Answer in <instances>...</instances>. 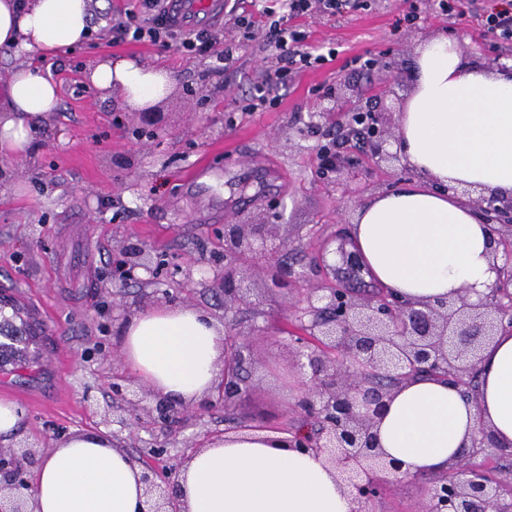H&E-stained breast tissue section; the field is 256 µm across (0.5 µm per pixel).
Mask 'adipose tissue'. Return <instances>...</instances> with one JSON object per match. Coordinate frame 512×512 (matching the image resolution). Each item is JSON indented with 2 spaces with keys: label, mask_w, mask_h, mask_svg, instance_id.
<instances>
[{
  "label": "adipose tissue",
  "mask_w": 512,
  "mask_h": 512,
  "mask_svg": "<svg viewBox=\"0 0 512 512\" xmlns=\"http://www.w3.org/2000/svg\"><path fill=\"white\" fill-rule=\"evenodd\" d=\"M92 0H0V48L24 55L0 85V158L26 153L37 121L59 107L55 82L33 66L83 42ZM87 78L103 93L123 87L137 106L156 98L160 73L103 58ZM416 173L358 209L353 229L364 270L413 302L495 283L493 236L462 192L512 195V72L464 59L444 37L427 39L391 145ZM126 364L156 394L186 406L218 383L224 331L204 310L160 306L127 320ZM475 398L436 377L403 381L377 427L380 445L411 474L441 473L469 448L479 425L512 443V334L482 353ZM188 512H351L350 496L321 460L289 448L286 434L247 429L200 449L180 479ZM34 512H144L141 471L104 433H78L45 455Z\"/></svg>",
  "instance_id": "1"
}]
</instances>
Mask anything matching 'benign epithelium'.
Masks as SVG:
<instances>
[{
    "label": "benign epithelium",
    "instance_id": "benign-epithelium-1",
    "mask_svg": "<svg viewBox=\"0 0 512 512\" xmlns=\"http://www.w3.org/2000/svg\"><path fill=\"white\" fill-rule=\"evenodd\" d=\"M368 122L367 148L376 162L397 157L387 150L390 135L372 112H363ZM322 165L328 173H339L349 158L322 150ZM483 219L493 227L494 250H507L512 257V197L482 195L473 201ZM272 224H226L223 247L211 261L216 268L213 283L224 293L228 310L244 298L237 279L239 266L272 263L280 249ZM158 263L147 251L130 248L118 254L112 266L115 284L141 280L140 272L157 274ZM496 283L484 298L469 299L463 289L454 299L437 305L408 303L387 290L362 297L327 281L308 289L305 313L311 323L303 325L307 336H291V343L307 350L309 379L297 406L318 424L314 432L301 427L292 432L290 447L323 460L349 488L352 512H367L365 505L375 498L381 482L389 476L401 478V464L389 458L377 443L374 428L386 411L387 400L401 380L417 374H431L448 380L465 398L475 394L471 374L478 371L483 348L500 332L512 333V266H497ZM298 278L286 265L271 268V281L285 288ZM245 361L242 348L224 354L218 400L230 406L246 393L242 382ZM189 408L150 393L149 401L129 402L128 409L104 412V424L122 428L141 420L167 437ZM467 457L481 448H495L512 458V444L498 441L481 427ZM40 455L24 444L18 451L0 455V512H31V489L27 473L36 468ZM180 466L170 477L157 481L155 470L145 467L149 508L145 512H182L179 502ZM422 512H512V482L505 485L482 469H462L458 460L451 471L435 478Z\"/></svg>",
    "mask_w": 512,
    "mask_h": 512
}]
</instances>
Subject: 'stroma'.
I'll list each match as a JSON object with an SVG mask.
<instances>
[{
    "label": "stroma",
    "instance_id": "35a3bbf8",
    "mask_svg": "<svg viewBox=\"0 0 512 512\" xmlns=\"http://www.w3.org/2000/svg\"><path fill=\"white\" fill-rule=\"evenodd\" d=\"M129 5L94 0L84 43L39 61L58 88L59 109L40 121L28 154L0 160V299L38 307L43 316L38 360L0 373V399L24 411L0 449L24 440L46 454L73 432L104 431L85 393L109 404L113 382L130 377L121 337L135 301L165 292L223 321L224 300L211 275L185 288L174 278L176 266H204L220 251L226 219L278 225L295 245L285 258L300 280L293 288H274L254 275L245 280L249 302L235 319L250 345V394L228 409L196 404L172 433L167 454L155 458L165 468L188 445L222 437L228 428L288 433L304 425L295 408L304 378L287 335L299 320L296 308L309 284L323 281L333 249L352 248L357 209L415 177L400 162L375 163L366 145L326 114L323 93L350 84L361 109L379 112L393 131L412 89L416 50L427 38L448 37L491 70L512 63V49L485 31L479 15L457 25L437 0H360L341 16L290 19L313 48L332 47L336 55L275 85L276 106L253 111L256 84L278 67L266 45L270 19L261 6L245 0L253 20L248 30L225 12L221 43L209 56L189 57L116 33L113 24ZM228 44L236 46V60L214 76ZM107 54L170 77V88L149 106L151 135H136L140 115L122 88L103 95L86 84L87 65ZM329 144L354 156L355 166L321 176L319 152ZM205 166L223 169L224 178L203 192ZM126 246L151 251L161 269L149 288L129 283L122 300L112 260ZM428 488L425 477L387 480L369 510L419 512Z\"/></svg>",
    "mask_w": 512,
    "mask_h": 512
}]
</instances>
